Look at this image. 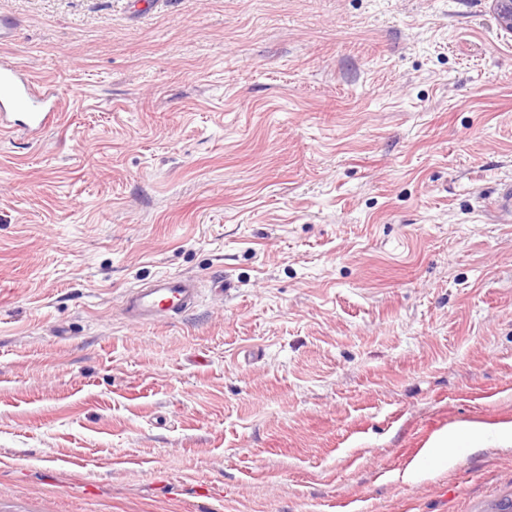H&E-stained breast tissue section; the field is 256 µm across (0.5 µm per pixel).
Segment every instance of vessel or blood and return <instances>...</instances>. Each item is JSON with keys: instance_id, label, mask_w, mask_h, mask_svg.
Wrapping results in <instances>:
<instances>
[{"instance_id": "1", "label": "vessel or blood", "mask_w": 512, "mask_h": 512, "mask_svg": "<svg viewBox=\"0 0 512 512\" xmlns=\"http://www.w3.org/2000/svg\"><path fill=\"white\" fill-rule=\"evenodd\" d=\"M0 98L30 109V122L36 127H45L55 119L54 112L47 107L48 88L8 58L0 60ZM200 296L196 280L160 275L131 290L124 297L121 310L129 321L137 324L165 323L194 308Z\"/></svg>"}]
</instances>
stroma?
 <instances>
[{
  "label": "stroma",
  "mask_w": 512,
  "mask_h": 512,
  "mask_svg": "<svg viewBox=\"0 0 512 512\" xmlns=\"http://www.w3.org/2000/svg\"><path fill=\"white\" fill-rule=\"evenodd\" d=\"M0 512H488L512 447L492 0H0ZM198 279L164 324L120 305ZM30 109V123L40 129L52 123L56 113L47 109L50 100L49 89L41 85L31 73H27L14 60H0V99ZM201 288L196 280L173 274L159 275L131 290L122 301V314L136 324L166 323L194 308ZM487 444L512 445V423L501 425L494 432L479 424L462 423L436 433L427 448H438L448 455V448L484 447ZM468 445V446H467Z\"/></svg>",
  "instance_id": "obj_1"
}]
</instances>
